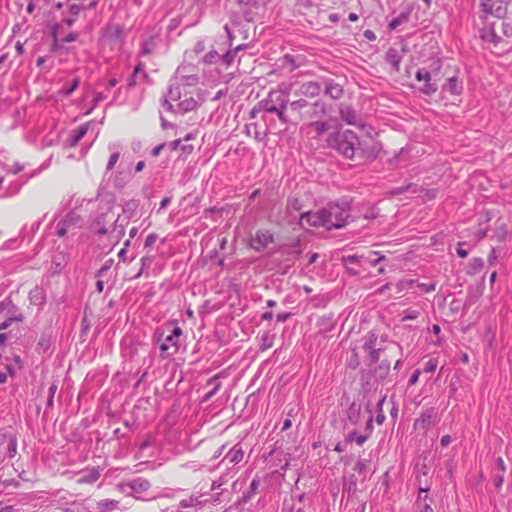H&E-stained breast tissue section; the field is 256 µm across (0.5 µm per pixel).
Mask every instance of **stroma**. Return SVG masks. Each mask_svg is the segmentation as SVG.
I'll list each match as a JSON object with an SVG mask.
<instances>
[{"label":"stroma","instance_id":"35a3bbf8","mask_svg":"<svg viewBox=\"0 0 512 512\" xmlns=\"http://www.w3.org/2000/svg\"><path fill=\"white\" fill-rule=\"evenodd\" d=\"M225 8L0 0V512H512V53L477 0H266L167 112ZM313 73L377 158L256 111ZM500 0H478V19L481 40L488 46L501 48L503 51L512 52V36L503 38L491 30L480 25L481 15L491 11L494 5ZM201 42V41H200ZM182 58L177 68L176 77L169 81L166 86L165 100L162 95V102L165 105L179 107L185 100V90L193 89L194 98L206 100L211 89V84L225 67L232 66L238 58L239 52L235 51L231 41L222 43L206 42L198 45ZM198 45V46H197ZM197 46L196 49H194ZM206 73L209 77L208 83L196 81V75ZM192 84L191 87H188ZM164 105V106H165ZM339 199H323L313 201L295 200L289 211V222L292 224L308 225L319 229H325L328 225L333 224H350L355 218H351L349 209L350 203L341 199V206L336 212L326 215L321 224H318L320 217L326 212L335 210Z\"/></svg>","mask_w":512,"mask_h":512}]
</instances>
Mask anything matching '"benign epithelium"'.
Segmentation results:
<instances>
[{"label":"benign epithelium","instance_id":"1","mask_svg":"<svg viewBox=\"0 0 512 512\" xmlns=\"http://www.w3.org/2000/svg\"><path fill=\"white\" fill-rule=\"evenodd\" d=\"M263 9L260 4L245 0L240 6L224 16V37L234 39V45H242V34L253 29ZM485 25L494 28L501 35L512 34V4L504 0L486 16ZM224 69V47L221 43L206 42L184 55L177 68L176 77L166 86L165 105L177 107L185 100V90L193 89L194 98L207 99L214 82ZM205 73L209 82L196 81V75ZM328 81L313 77L303 86L287 89L275 86L265 99L273 101L281 112L285 123L308 126L318 132V143L328 152H335L334 143L340 129L342 117L359 109L358 103L346 92L327 89ZM358 152L367 157H376L380 145L368 126L354 128ZM336 199L313 201L296 200L289 211V222L326 228L320 217L336 209Z\"/></svg>","mask_w":512,"mask_h":512}]
</instances>
